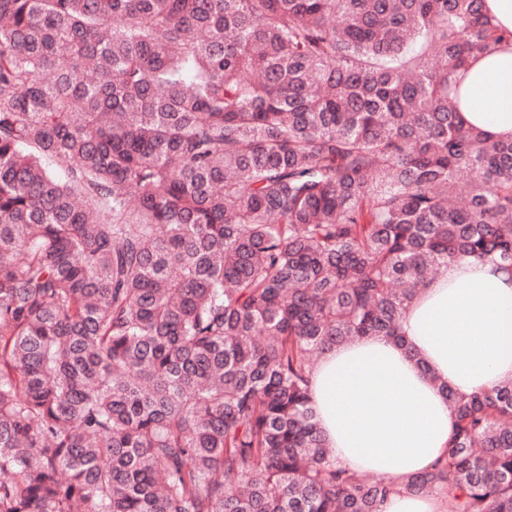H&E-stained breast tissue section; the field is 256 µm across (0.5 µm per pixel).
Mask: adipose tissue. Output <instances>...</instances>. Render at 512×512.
<instances>
[{
	"label": "adipose tissue",
	"mask_w": 512,
	"mask_h": 512,
	"mask_svg": "<svg viewBox=\"0 0 512 512\" xmlns=\"http://www.w3.org/2000/svg\"><path fill=\"white\" fill-rule=\"evenodd\" d=\"M452 99L488 138H512V44L472 54ZM403 342L356 338L314 370L312 405L333 458L405 481L444 457L453 414L443 394L469 395L512 380V272L456 259L422 287L402 322Z\"/></svg>",
	"instance_id": "1"
}]
</instances>
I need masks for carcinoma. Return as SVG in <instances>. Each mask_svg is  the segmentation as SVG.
<instances>
[{
    "mask_svg": "<svg viewBox=\"0 0 512 512\" xmlns=\"http://www.w3.org/2000/svg\"><path fill=\"white\" fill-rule=\"evenodd\" d=\"M482 3L0 0V512H512V380L442 385L400 483L310 401L448 262L512 269V140L449 97ZM448 500L441 496H417L405 491L394 493L383 503V512H447Z\"/></svg>",
    "mask_w": 512,
    "mask_h": 512,
    "instance_id": "carcinoma-1",
    "label": "carcinoma"
}]
</instances>
